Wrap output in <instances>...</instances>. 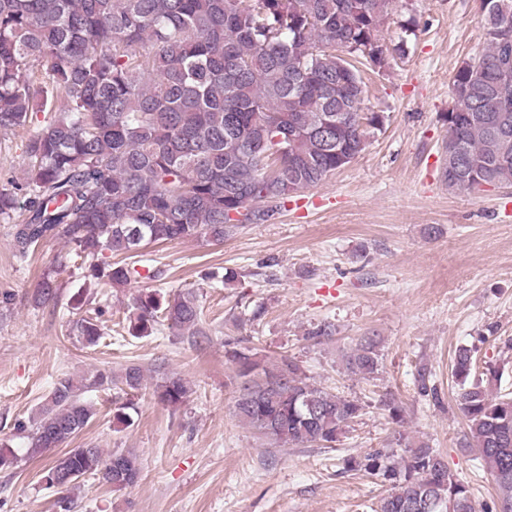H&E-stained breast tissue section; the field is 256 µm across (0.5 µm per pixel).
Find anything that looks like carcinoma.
Instances as JSON below:
<instances>
[{
	"label": "carcinoma",
	"instance_id": "carcinoma-1",
	"mask_svg": "<svg viewBox=\"0 0 512 512\" xmlns=\"http://www.w3.org/2000/svg\"><path fill=\"white\" fill-rule=\"evenodd\" d=\"M480 0L485 45L451 77L452 135L448 191L473 193L485 183L512 186V39L498 37L500 5ZM390 0H0V130L23 128L42 114L28 139L20 181L0 186V221L14 225L16 251L51 238L64 244L58 266L86 270L98 288L140 276L134 258L150 245L204 237L222 243L240 225L268 220L281 200L318 186L367 148L368 128L384 116L362 112L360 66L383 68L380 32ZM287 151L276 155L277 136ZM130 262H110L105 253ZM56 270L44 274L37 306L57 298ZM102 308L72 322L69 335L96 347L107 332ZM128 333L150 335L165 324L204 336L191 292H140ZM234 371L235 412L258 434L291 445L332 444L363 414L359 400L312 383L283 355L268 363L249 350H226ZM380 355L367 338L346 355V369L371 376ZM458 409L481 466L512 512V392L494 390L501 374H475L474 349L462 346L451 368ZM140 368L117 381L97 370L61 378L33 418L26 456L40 457L74 440L95 418L87 389L129 395ZM418 393L436 397L429 373ZM190 388L166 372L157 401L185 403ZM132 399L113 418L133 422ZM113 463L111 472L101 467ZM347 472L388 486L378 512H476L468 484L425 443L402 452L378 449L344 462ZM141 461L129 450L93 444L55 457L43 477L61 512H74L80 480L96 476L114 492L133 486Z\"/></svg>",
	"mask_w": 512,
	"mask_h": 512
}]
</instances>
